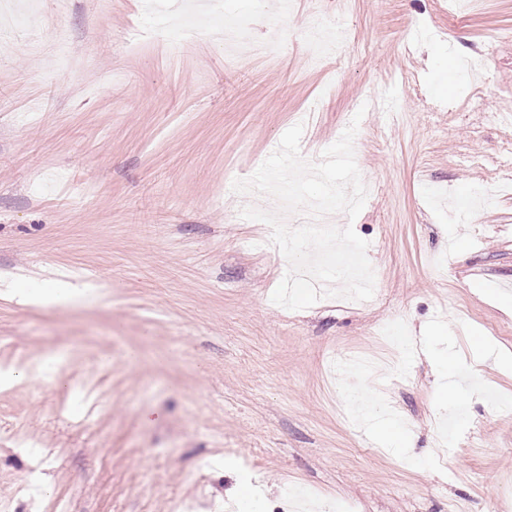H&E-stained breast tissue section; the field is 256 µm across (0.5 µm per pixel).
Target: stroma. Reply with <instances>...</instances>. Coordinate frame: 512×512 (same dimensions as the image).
<instances>
[{"label":"stroma","mask_w":512,"mask_h":512,"mask_svg":"<svg viewBox=\"0 0 512 512\" xmlns=\"http://www.w3.org/2000/svg\"><path fill=\"white\" fill-rule=\"evenodd\" d=\"M59 1L34 0L40 44L0 45V506L243 512L241 483L260 512H512V362L481 353L512 355V0H219L267 55L209 17L177 45L179 0ZM358 112L370 192L331 220L374 295L283 308L288 262L240 215L271 201L232 183L300 122L319 160ZM60 282L74 302L39 299Z\"/></svg>","instance_id":"35a3bbf8"}]
</instances>
